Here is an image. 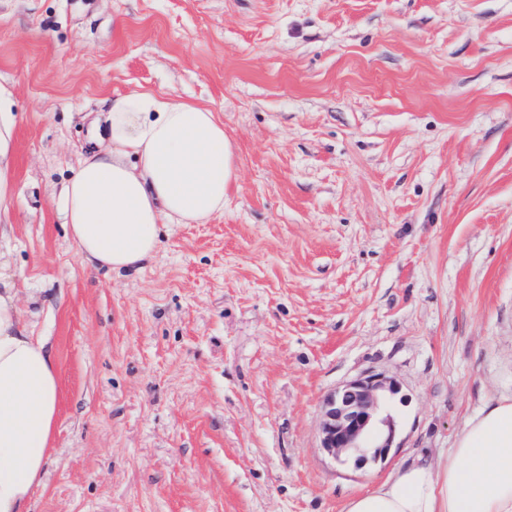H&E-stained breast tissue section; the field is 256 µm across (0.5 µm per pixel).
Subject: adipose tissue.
Masks as SVG:
<instances>
[{"instance_id": "ef3b65f1", "label": "adipose tissue", "mask_w": 512, "mask_h": 512, "mask_svg": "<svg viewBox=\"0 0 512 512\" xmlns=\"http://www.w3.org/2000/svg\"><path fill=\"white\" fill-rule=\"evenodd\" d=\"M13 94L0 85V207L8 199ZM92 147L67 183L64 225L82 259L140 269L169 224H200L224 210L237 179L236 147L216 112L149 92L112 98ZM48 340L20 328L16 295L0 289V512H29L58 414ZM344 512H512V398L469 418L438 462L420 457Z\"/></svg>"}]
</instances>
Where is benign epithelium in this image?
<instances>
[{
  "label": "benign epithelium",
  "mask_w": 512,
  "mask_h": 512,
  "mask_svg": "<svg viewBox=\"0 0 512 512\" xmlns=\"http://www.w3.org/2000/svg\"><path fill=\"white\" fill-rule=\"evenodd\" d=\"M399 392L394 378L374 372L337 387L320 406L321 448L345 467L385 461L394 448L396 427L382 412Z\"/></svg>",
  "instance_id": "obj_1"
}]
</instances>
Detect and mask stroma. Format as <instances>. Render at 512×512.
Returning <instances> with one entry per match:
<instances>
[{
    "label": "stroma",
    "instance_id": "obj_1",
    "mask_svg": "<svg viewBox=\"0 0 512 512\" xmlns=\"http://www.w3.org/2000/svg\"><path fill=\"white\" fill-rule=\"evenodd\" d=\"M0 84V289L60 383L31 512H342L512 397V0H0ZM135 92L217 112L238 178L117 274L61 194ZM366 371L403 399L354 470L319 409ZM12 103L13 94L11 90L0 85V208L5 206L10 188L8 159L15 128Z\"/></svg>",
    "mask_w": 512,
    "mask_h": 512
}]
</instances>
